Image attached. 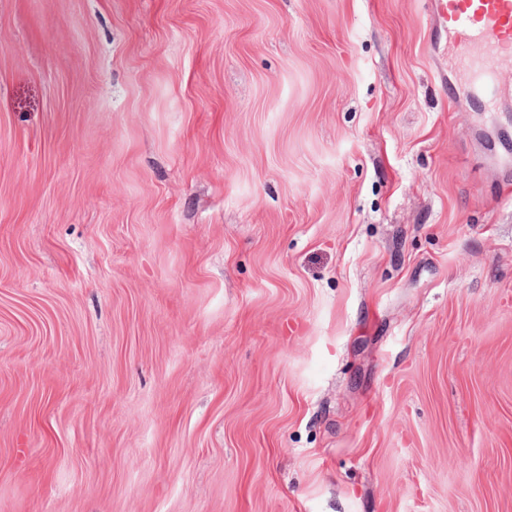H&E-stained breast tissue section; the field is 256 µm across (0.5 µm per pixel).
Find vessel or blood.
<instances>
[{
	"mask_svg": "<svg viewBox=\"0 0 512 512\" xmlns=\"http://www.w3.org/2000/svg\"><path fill=\"white\" fill-rule=\"evenodd\" d=\"M445 19L469 70L464 96L512 112V97H503L497 79L500 59L512 54V0H447Z\"/></svg>",
	"mask_w": 512,
	"mask_h": 512,
	"instance_id": "b4317fda",
	"label": "vessel or blood"
}]
</instances>
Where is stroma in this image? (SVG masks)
Returning a JSON list of instances; mask_svg holds the SVG:
<instances>
[{"instance_id":"35a3bbf8","label":"stroma","mask_w":512,"mask_h":512,"mask_svg":"<svg viewBox=\"0 0 512 512\" xmlns=\"http://www.w3.org/2000/svg\"><path fill=\"white\" fill-rule=\"evenodd\" d=\"M445 5L0 0V512H512Z\"/></svg>"}]
</instances>
